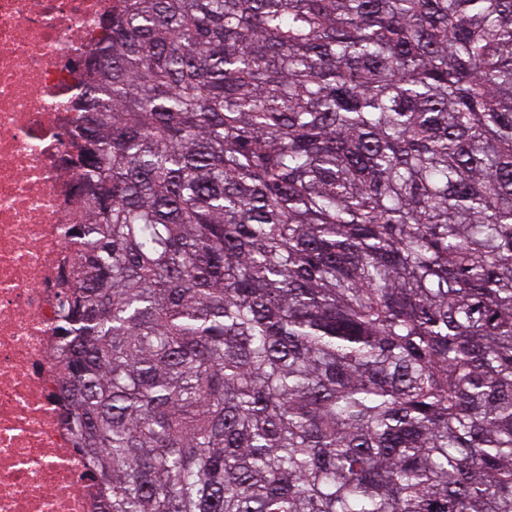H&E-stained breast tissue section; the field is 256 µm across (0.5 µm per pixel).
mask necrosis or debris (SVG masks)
<instances>
[{"label": "necrosis or debris", "mask_w": 512, "mask_h": 512, "mask_svg": "<svg viewBox=\"0 0 512 512\" xmlns=\"http://www.w3.org/2000/svg\"><path fill=\"white\" fill-rule=\"evenodd\" d=\"M112 0H0V512H103L61 414L58 276L82 202L72 99Z\"/></svg>", "instance_id": "obj_1"}]
</instances>
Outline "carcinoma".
<instances>
[{
	"label": "carcinoma",
	"mask_w": 512,
	"mask_h": 512,
	"mask_svg": "<svg viewBox=\"0 0 512 512\" xmlns=\"http://www.w3.org/2000/svg\"><path fill=\"white\" fill-rule=\"evenodd\" d=\"M55 348L105 512H512V0H112Z\"/></svg>",
	"instance_id": "carcinoma-1"
}]
</instances>
